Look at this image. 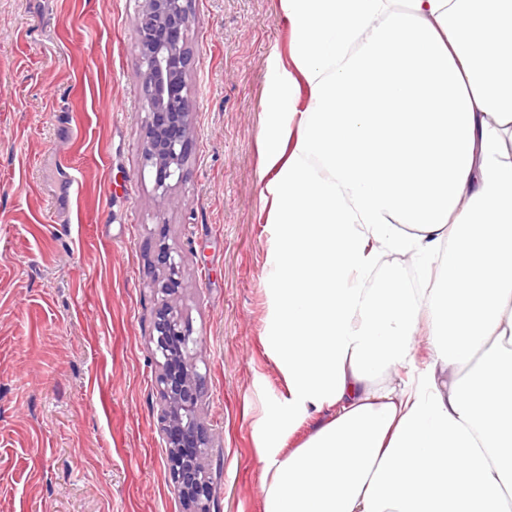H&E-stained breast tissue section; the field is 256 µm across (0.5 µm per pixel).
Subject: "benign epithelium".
<instances>
[{
  "label": "benign epithelium",
  "mask_w": 512,
  "mask_h": 512,
  "mask_svg": "<svg viewBox=\"0 0 512 512\" xmlns=\"http://www.w3.org/2000/svg\"><path fill=\"white\" fill-rule=\"evenodd\" d=\"M188 21L183 0H143L135 19L140 58L145 66L144 165L155 169V190L163 197L170 189L168 180L183 177L192 145V108L184 93L191 56L185 40L173 39L175 32L187 29ZM154 265L162 271L151 281L155 292L164 294L179 287L180 262L172 251L159 247ZM154 331L151 342L163 358L156 376L160 397L157 420L167 447L172 449L167 465L173 489L184 512H212V483L204 466L210 436L202 427L195 439L185 438L187 424L201 420L202 415L199 381L179 348V342L189 343V333L180 328V322L166 304L156 311Z\"/></svg>",
  "instance_id": "obj_1"
}]
</instances>
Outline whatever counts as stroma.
Wrapping results in <instances>:
<instances>
[{"mask_svg": "<svg viewBox=\"0 0 512 512\" xmlns=\"http://www.w3.org/2000/svg\"><path fill=\"white\" fill-rule=\"evenodd\" d=\"M141 3L0 0V512H183L157 425L161 243L181 261L212 512H261L253 432L283 385L262 341L260 147L289 32L278 0H188L192 148L163 197L143 165Z\"/></svg>", "mask_w": 512, "mask_h": 512, "instance_id": "35a3bbf8", "label": "stroma"}]
</instances>
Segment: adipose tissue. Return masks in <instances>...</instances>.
Segmentation results:
<instances>
[{"instance_id":"obj_1","label":"adipose tissue","mask_w":512,"mask_h":512,"mask_svg":"<svg viewBox=\"0 0 512 512\" xmlns=\"http://www.w3.org/2000/svg\"><path fill=\"white\" fill-rule=\"evenodd\" d=\"M279 7L262 512H512V0Z\"/></svg>"}]
</instances>
